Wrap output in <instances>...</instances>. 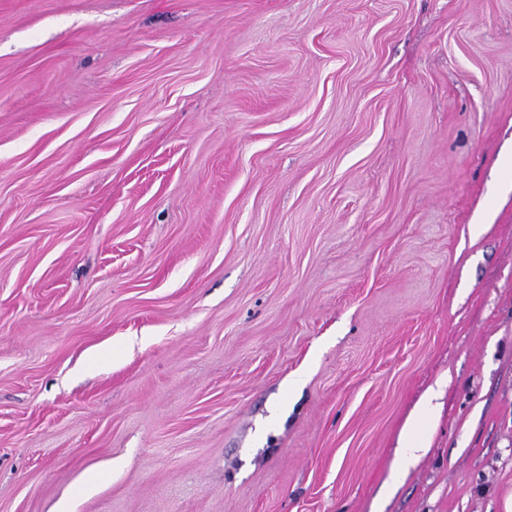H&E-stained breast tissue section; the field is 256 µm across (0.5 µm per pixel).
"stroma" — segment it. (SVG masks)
Masks as SVG:
<instances>
[{"instance_id": "35a3bbf8", "label": "stroma", "mask_w": 512, "mask_h": 512, "mask_svg": "<svg viewBox=\"0 0 512 512\" xmlns=\"http://www.w3.org/2000/svg\"><path fill=\"white\" fill-rule=\"evenodd\" d=\"M511 499L512 0H0V512Z\"/></svg>"}]
</instances>
